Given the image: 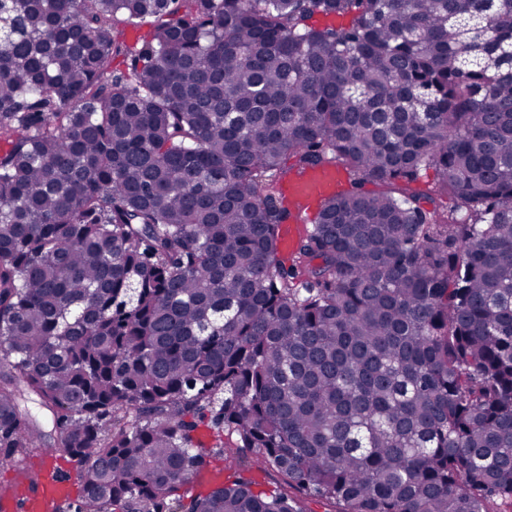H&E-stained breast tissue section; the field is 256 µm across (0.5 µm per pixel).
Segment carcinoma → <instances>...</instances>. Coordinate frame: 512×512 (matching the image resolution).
Wrapping results in <instances>:
<instances>
[{
	"label": "carcinoma",
	"instance_id": "obj_1",
	"mask_svg": "<svg viewBox=\"0 0 512 512\" xmlns=\"http://www.w3.org/2000/svg\"><path fill=\"white\" fill-rule=\"evenodd\" d=\"M511 59L512 0H0V463L76 462L51 512H512ZM228 454L280 489L192 493ZM337 179L336 169L325 168L286 180L283 189L288 199L290 218L286 224L281 225L279 230L278 241L282 250L288 251V248L293 246V231H301L304 215L300 207L310 200L332 194L336 190Z\"/></svg>",
	"mask_w": 512,
	"mask_h": 512
}]
</instances>
